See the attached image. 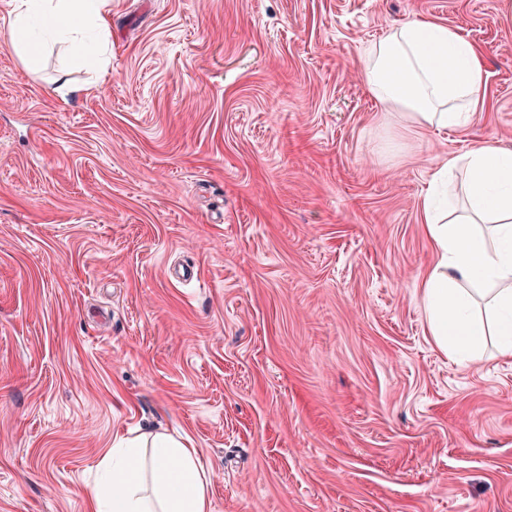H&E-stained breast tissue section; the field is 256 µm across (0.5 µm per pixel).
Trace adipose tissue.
<instances>
[{"label": "adipose tissue", "mask_w": 512, "mask_h": 512, "mask_svg": "<svg viewBox=\"0 0 512 512\" xmlns=\"http://www.w3.org/2000/svg\"><path fill=\"white\" fill-rule=\"evenodd\" d=\"M111 0H17L9 41L33 66L46 38L71 44L77 64L102 73L112 25ZM367 89L385 112L409 125L460 130L478 111L486 72L476 46L433 20L406 23L363 50ZM465 174V214L444 206L441 187ZM436 259L421 285L428 332L446 354H472L494 337L512 359V151L495 137L432 172L421 204ZM89 493L91 512H209L208 478L190 441L169 434L120 440L101 463Z\"/></svg>", "instance_id": "adipose-tissue-1"}]
</instances>
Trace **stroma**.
I'll use <instances>...</instances> for the list:
<instances>
[{
	"instance_id": "obj_1",
	"label": "stroma",
	"mask_w": 512,
	"mask_h": 512,
	"mask_svg": "<svg viewBox=\"0 0 512 512\" xmlns=\"http://www.w3.org/2000/svg\"><path fill=\"white\" fill-rule=\"evenodd\" d=\"M15 5L0 512H86L105 448L157 432L210 512H512V360L439 351L420 291L433 166L512 150V0H112L102 77L62 43L24 67ZM422 18L482 52L465 129L367 92L363 47Z\"/></svg>"
}]
</instances>
